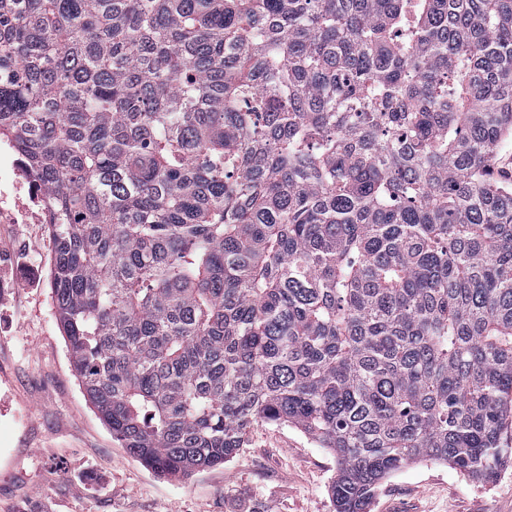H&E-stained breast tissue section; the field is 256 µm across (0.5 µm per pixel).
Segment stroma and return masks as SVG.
Returning a JSON list of instances; mask_svg holds the SVG:
<instances>
[{"label": "stroma", "mask_w": 512, "mask_h": 512, "mask_svg": "<svg viewBox=\"0 0 512 512\" xmlns=\"http://www.w3.org/2000/svg\"><path fill=\"white\" fill-rule=\"evenodd\" d=\"M0 512H335V456L291 424L256 423L224 466L166 477L113 437L84 394L49 286L52 240L0 141ZM371 512H512V468L478 484L415 462Z\"/></svg>", "instance_id": "1"}]
</instances>
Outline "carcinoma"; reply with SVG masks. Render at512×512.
<instances>
[{
    "instance_id": "cac0c4a2",
    "label": "carcinoma",
    "mask_w": 512,
    "mask_h": 512,
    "mask_svg": "<svg viewBox=\"0 0 512 512\" xmlns=\"http://www.w3.org/2000/svg\"><path fill=\"white\" fill-rule=\"evenodd\" d=\"M3 74L70 361L148 467L289 423L371 512L512 463V0H0Z\"/></svg>"
}]
</instances>
